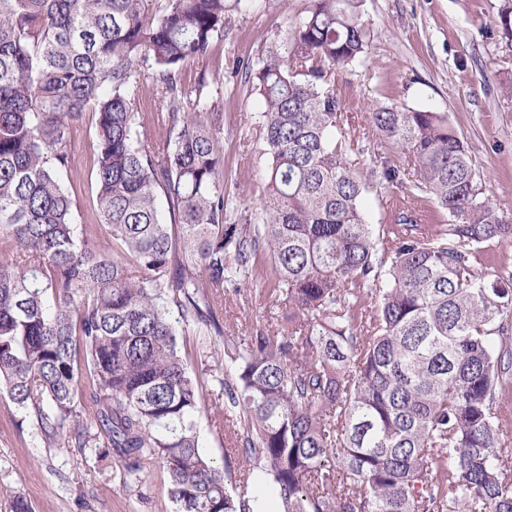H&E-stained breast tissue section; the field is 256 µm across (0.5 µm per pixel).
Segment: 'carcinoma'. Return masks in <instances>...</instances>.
Listing matches in <instances>:
<instances>
[{"label": "carcinoma", "instance_id": "1", "mask_svg": "<svg viewBox=\"0 0 512 512\" xmlns=\"http://www.w3.org/2000/svg\"><path fill=\"white\" fill-rule=\"evenodd\" d=\"M359 7L311 0L283 49L244 66L265 194L261 223L229 224L224 106L204 93L224 74L182 78L209 66L225 0H0V392L44 443L114 454L135 482L162 465L176 512H255L256 483L279 512H512V268L481 270L512 221L447 113L379 107L369 122L407 155L379 160L383 183L448 223L366 222L332 83L370 51ZM88 117L97 223L79 226L61 176ZM263 255L296 317L229 338L219 299ZM189 333L224 353V377L189 370ZM208 374L228 401L222 466L199 451Z\"/></svg>", "mask_w": 512, "mask_h": 512}]
</instances>
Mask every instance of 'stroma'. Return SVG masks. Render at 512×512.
<instances>
[{
  "label": "stroma",
  "instance_id": "stroma-1",
  "mask_svg": "<svg viewBox=\"0 0 512 512\" xmlns=\"http://www.w3.org/2000/svg\"><path fill=\"white\" fill-rule=\"evenodd\" d=\"M508 0H363L362 20L371 29L366 65L337 71L335 89L344 125L363 153L358 162L371 173L376 155L396 164L404 157L379 142L367 123L379 106L447 113L466 142L483 192L499 215L512 218V38L495 26ZM308 0H227L224 38L215 45L212 67L223 69L224 191L231 201L229 223L257 213L264 195L265 160L255 112L260 100L236 71L258 62L302 15ZM90 124L74 133L75 168L63 178L78 209L75 221H95ZM219 315L228 336L274 319L287 325L288 307L271 308L259 284L243 297L223 300ZM23 494L34 512H175L167 473L158 464L142 482L125 480L117 457H99L72 444H44L25 411L0 393V512L9 497Z\"/></svg>",
  "mask_w": 512,
  "mask_h": 512
}]
</instances>
